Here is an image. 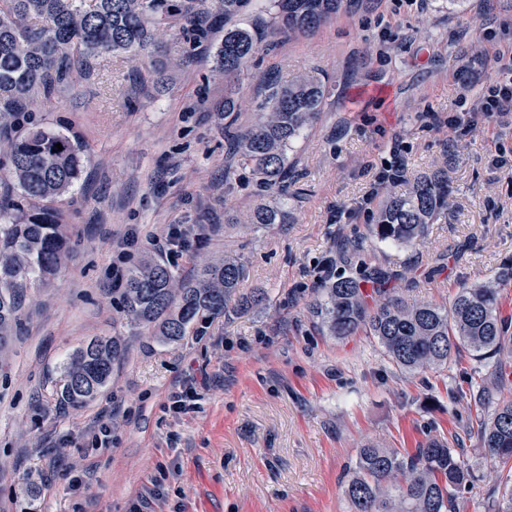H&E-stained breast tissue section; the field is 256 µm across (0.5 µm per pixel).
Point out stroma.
<instances>
[{"mask_svg":"<svg viewBox=\"0 0 512 512\" xmlns=\"http://www.w3.org/2000/svg\"><path fill=\"white\" fill-rule=\"evenodd\" d=\"M512 0H372L318 29L263 46L238 79L256 99L264 76L307 74L328 98L299 144L288 221L258 229L241 216L257 202L250 172L224 141V80L206 59L174 73L162 91L147 67L100 59L94 76L30 105L87 145L80 180L62 206L70 257L54 279L26 292L18 329L0 353V512H132L152 481L166 488L153 512H351L345 485L365 444L400 450L429 437H459L477 486L497 483L467 397L474 365L461 355L440 370L393 367L366 334L328 336L308 311L326 282L348 271L336 240L356 241L369 267L393 276L410 302L447 303L459 281L482 282L512 262V134L478 121L450 133L443 121L490 83L469 69L477 54L512 40ZM405 179L386 182L389 170ZM444 167L453 186L416 245L375 240L378 203L410 178ZM232 178H225V170ZM171 224L203 225L201 244L176 259L237 255L242 293L267 300L233 308L180 343L129 321L112 268L162 258ZM138 244L120 250L129 235ZM128 347L108 384L84 407L60 405L69 356L94 339ZM195 386L191 409L171 397ZM107 448L91 445L101 424Z\"/></svg>","mask_w":512,"mask_h":512,"instance_id":"stroma-1","label":"stroma"}]
</instances>
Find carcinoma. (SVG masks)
Returning a JSON list of instances; mask_svg holds the SVG:
<instances>
[{
	"mask_svg": "<svg viewBox=\"0 0 512 512\" xmlns=\"http://www.w3.org/2000/svg\"><path fill=\"white\" fill-rule=\"evenodd\" d=\"M369 0H0V350L7 348L26 290L56 274L69 252L70 227L57 203L82 175L86 145L73 131L47 128L29 109L37 92L57 96L93 71L92 61L120 56L137 67L140 56H162L156 82L185 64L218 29L213 70L224 75V115L240 111L234 79L254 64L263 39L311 32ZM325 88L307 77L282 85L263 80L257 118L244 132L225 127L227 151L251 172L260 199L247 222L288 223V212L265 203L288 198L294 185L298 142L321 112ZM61 144L58 150L55 144ZM448 198V175L415 178L404 195L379 208L372 236L411 245ZM246 278L238 258L200 264L182 277L151 259L125 279L123 311L136 325L174 343L224 314ZM512 284V262L487 282H461L446 305L412 304L396 293L391 277L360 260L323 288L309 312L338 339L361 331L373 336L401 371L443 368L466 352L492 361L470 401L483 415L480 447L498 468L486 512H512V336L500 314V290ZM127 347L118 337L78 349L65 366L60 397L81 408L100 392ZM475 489L474 475L445 439H428L399 453L365 445L345 487L351 512H460V497Z\"/></svg>",
	"mask_w": 512,
	"mask_h": 512,
	"instance_id": "cac0c4a2",
	"label": "carcinoma"
}]
</instances>
